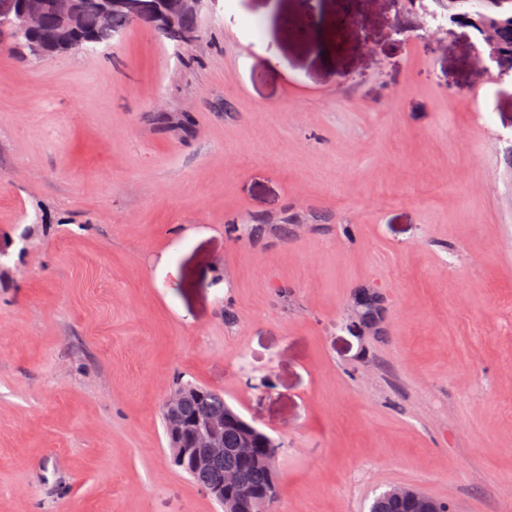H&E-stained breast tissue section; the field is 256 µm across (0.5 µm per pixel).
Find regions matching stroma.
I'll use <instances>...</instances> for the list:
<instances>
[{
	"label": "stroma",
	"mask_w": 512,
	"mask_h": 512,
	"mask_svg": "<svg viewBox=\"0 0 512 512\" xmlns=\"http://www.w3.org/2000/svg\"><path fill=\"white\" fill-rule=\"evenodd\" d=\"M415 24L208 0L184 48L0 47V512H217L179 383L283 443L272 512H512V61ZM195 388V389H193ZM191 389V390H190ZM207 389L205 387L197 386L196 384H188L179 386L174 394L177 396L186 393L190 390V393L198 398L199 400H195L192 398H187L183 400V402L178 407V411L188 417L194 415H211V416H233L236 417L240 422H246V420L239 414L237 410H235L225 399L224 394L222 392L207 389L208 395L203 397V393L196 390ZM173 394V395H174ZM202 398V399H201ZM393 493L397 497H409L416 500V512H436V506L432 498L414 489L396 486ZM382 492L376 496L370 506L369 512H413L411 503L402 498H397Z\"/></svg>",
	"instance_id": "1"
}]
</instances>
